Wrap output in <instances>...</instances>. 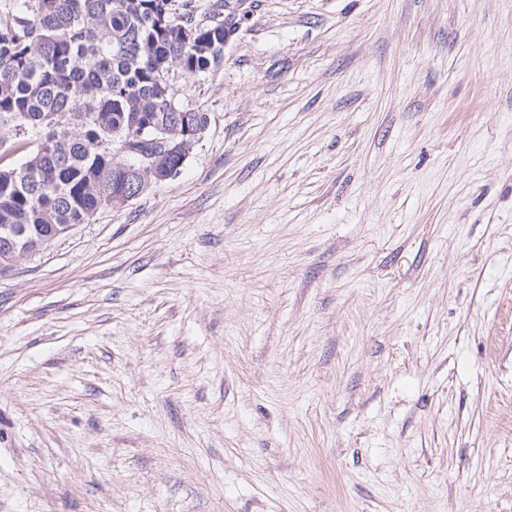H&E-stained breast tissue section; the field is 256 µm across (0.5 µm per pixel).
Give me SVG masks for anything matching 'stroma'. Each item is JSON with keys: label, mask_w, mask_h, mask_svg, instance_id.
<instances>
[{"label": "stroma", "mask_w": 512, "mask_h": 512, "mask_svg": "<svg viewBox=\"0 0 512 512\" xmlns=\"http://www.w3.org/2000/svg\"><path fill=\"white\" fill-rule=\"evenodd\" d=\"M174 179L0 272V512H512V0H224Z\"/></svg>", "instance_id": "stroma-1"}]
</instances>
